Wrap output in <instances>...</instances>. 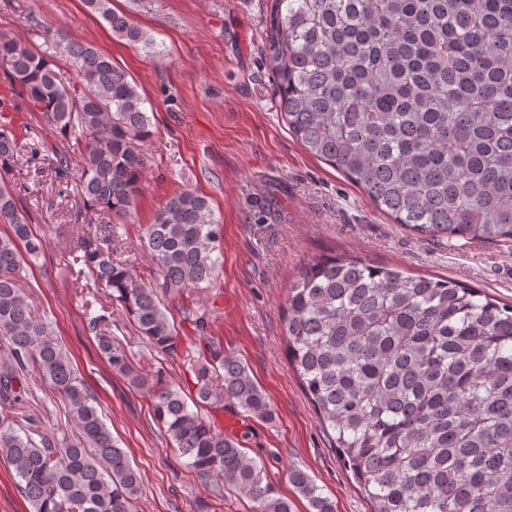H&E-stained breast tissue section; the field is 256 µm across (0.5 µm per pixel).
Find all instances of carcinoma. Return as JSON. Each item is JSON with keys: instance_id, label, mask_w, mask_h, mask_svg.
Listing matches in <instances>:
<instances>
[{"instance_id": "carcinoma-1", "label": "carcinoma", "mask_w": 512, "mask_h": 512, "mask_svg": "<svg viewBox=\"0 0 512 512\" xmlns=\"http://www.w3.org/2000/svg\"><path fill=\"white\" fill-rule=\"evenodd\" d=\"M117 37L158 57L112 0H84ZM43 47L0 39V62L28 106L83 144L72 177L107 219L66 250L110 305L89 321L112 369L149 393L154 418L187 465L243 494L253 512H291L262 467L191 406L227 399L251 417L273 408L248 365L212 344L196 392L137 372L105 333L122 309L154 351L180 341L163 298L217 280L223 225L206 197L182 190L140 228L155 263L145 283L123 259L153 136L146 99L95 47L47 28ZM266 56L276 104L304 149L358 186L395 224L423 237L512 239V0H269ZM0 125V173L18 167ZM0 400L20 403L36 372L65 401L74 438L36 443L0 422V456L32 512H136L142 477L113 439L75 369L21 287L44 254L13 185L0 176ZM282 334L322 428L370 512H512V303L448 279L315 258L288 288ZM289 479L310 512H336L306 472Z\"/></svg>"}]
</instances>
